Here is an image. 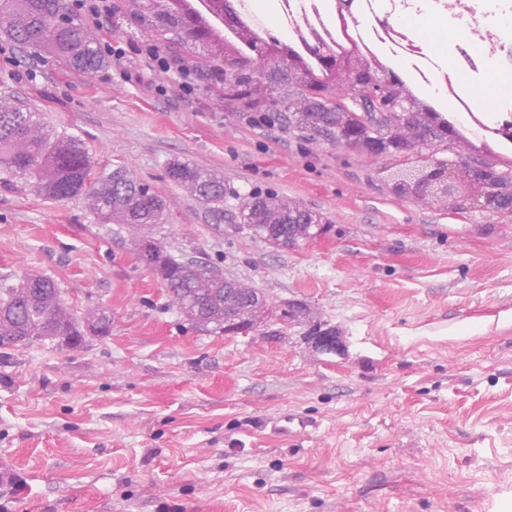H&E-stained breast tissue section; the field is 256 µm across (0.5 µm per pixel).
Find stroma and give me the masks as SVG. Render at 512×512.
I'll list each match as a JSON object with an SVG mask.
<instances>
[{
  "instance_id": "35a3bbf8",
  "label": "stroma",
  "mask_w": 512,
  "mask_h": 512,
  "mask_svg": "<svg viewBox=\"0 0 512 512\" xmlns=\"http://www.w3.org/2000/svg\"><path fill=\"white\" fill-rule=\"evenodd\" d=\"M99 43L122 46L93 74L20 51L0 34V101L79 139L100 174L129 171L168 204L157 232L276 304L342 333L316 354L303 327L270 339L192 324L138 260L126 229L84 199L59 202L0 172V285L48 277L74 311L102 306L112 333L71 347L0 349V512H512V217L396 197L399 154L224 100L223 59L112 0ZM151 41L197 74L183 101L137 53ZM512 38L461 74L496 102ZM186 161L223 176L227 207L254 192L322 215L326 235L282 250L204 207L167 174ZM309 420L282 436V413ZM325 329L329 336L319 333L314 336H304L311 348L321 355H336L342 356L345 353V343L341 332L336 329V332L329 327L326 323Z\"/></svg>"
}]
</instances>
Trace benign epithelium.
Instances as JSON below:
<instances>
[{
    "instance_id": "obj_1",
    "label": "benign epithelium",
    "mask_w": 512,
    "mask_h": 512,
    "mask_svg": "<svg viewBox=\"0 0 512 512\" xmlns=\"http://www.w3.org/2000/svg\"><path fill=\"white\" fill-rule=\"evenodd\" d=\"M224 14V26L238 22L234 0H214ZM308 54L318 57L332 79L315 77L298 54L272 42L261 40L246 58L224 59L226 93L243 107L257 110L273 104L271 91L281 88L287 96L280 102L285 112H324L335 125L323 124L322 130L336 133V140L348 147H361L370 155L388 153L414 155L415 164L391 175L392 191L402 199L433 197L451 202L463 179L478 185L476 204L501 215L512 216V171L500 170L493 163L460 166L436 163L422 149L436 142L455 139L451 127L443 124L423 103L407 94L393 73L379 71L374 59L364 55L357 45L337 51L314 45ZM299 318L303 306L290 301L288 307L264 308V319L281 323ZM311 348L321 355L342 356L345 343L341 332L308 336Z\"/></svg>"
}]
</instances>
